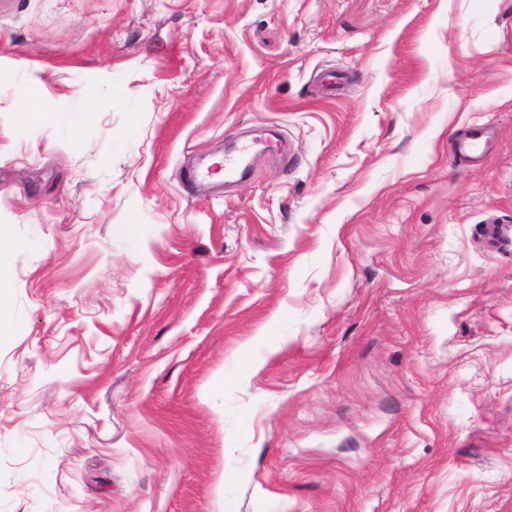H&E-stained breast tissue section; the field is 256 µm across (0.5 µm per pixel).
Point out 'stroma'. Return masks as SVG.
Masks as SVG:
<instances>
[{"instance_id": "35a3bbf8", "label": "stroma", "mask_w": 512, "mask_h": 512, "mask_svg": "<svg viewBox=\"0 0 512 512\" xmlns=\"http://www.w3.org/2000/svg\"><path fill=\"white\" fill-rule=\"evenodd\" d=\"M484 224L512 0H0V512H512ZM252 145L250 143H243L239 154L236 157L224 156V171L230 176L240 175L243 178L249 171L248 162L250 160V154Z\"/></svg>"}]
</instances>
